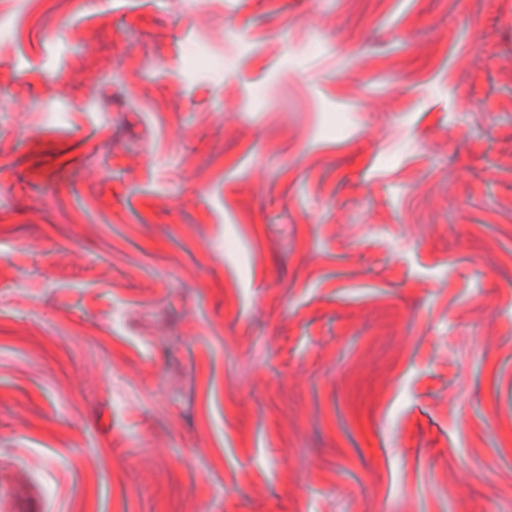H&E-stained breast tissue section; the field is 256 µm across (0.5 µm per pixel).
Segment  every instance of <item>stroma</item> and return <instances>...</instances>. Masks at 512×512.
<instances>
[{
    "instance_id": "35a3bbf8",
    "label": "stroma",
    "mask_w": 512,
    "mask_h": 512,
    "mask_svg": "<svg viewBox=\"0 0 512 512\" xmlns=\"http://www.w3.org/2000/svg\"><path fill=\"white\" fill-rule=\"evenodd\" d=\"M23 12L0 512H512V0ZM192 67L195 70H211L219 66V61L215 57L208 43L198 41L191 47Z\"/></svg>"
}]
</instances>
